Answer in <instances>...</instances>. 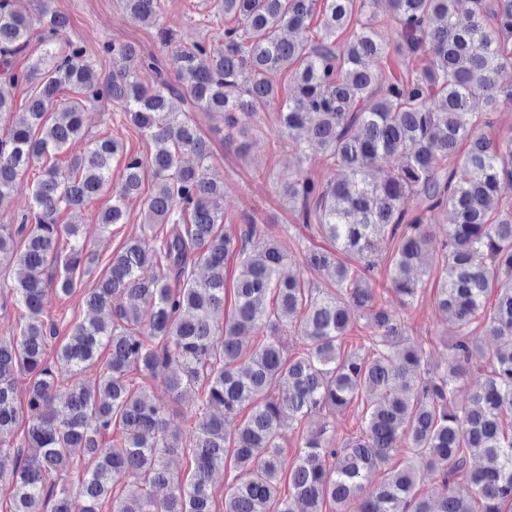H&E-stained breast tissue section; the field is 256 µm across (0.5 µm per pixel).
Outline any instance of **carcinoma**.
Returning <instances> with one entry per match:
<instances>
[{
    "label": "carcinoma",
    "instance_id": "cac0c4a2",
    "mask_svg": "<svg viewBox=\"0 0 512 512\" xmlns=\"http://www.w3.org/2000/svg\"><path fill=\"white\" fill-rule=\"evenodd\" d=\"M383 1L389 10L381 19ZM17 2L0 0V66L8 84L24 83L33 95L14 114L0 87V117L13 115L0 137V206L21 172L53 162L21 223L0 225V263L14 268L24 311L19 335L0 336V474L12 462L0 512H348L355 499L358 512L511 508L512 200L503 193L512 185V136L487 129L512 103V81L502 79L512 71V0H323L313 36L317 0H221L236 25L224 28L218 53L167 30L165 60L106 41L105 82L81 43L59 44L66 14L45 0L35 14ZM124 7L142 21L162 10L161 0H124ZM34 36L41 55L15 70L13 58ZM282 70L290 96L270 81ZM64 88L74 98L63 103ZM105 97L154 152H126L107 136L60 164L57 156L84 138L86 107ZM274 103L298 161L315 145L336 169L325 181L300 169L280 189L298 224L333 246L303 252L304 264L330 277L324 288L282 273L290 250L254 217L236 229L213 205L224 178L209 165L212 148L192 113L224 114L227 145L246 156L252 142L242 118ZM120 153L123 175L114 183L111 162ZM186 153L198 164L183 165ZM147 166L155 190L146 218L161 230L112 252L84 297L91 318L70 328L52 360L49 294H71L98 262L78 225L58 223L59 214L108 192L112 206L100 223H126ZM446 211L452 223L437 240L429 228ZM231 257L239 265L226 314ZM380 265L404 306L420 297L435 267L448 270L435 307L452 333L448 358L432 374L426 350L378 302ZM360 318L367 336L346 352L342 340ZM287 326L305 339L290 359L276 336ZM264 330L265 341L249 343ZM479 330L494 343L483 345ZM57 361L70 370L65 384ZM173 364L179 372L169 389L194 393L196 403L184 438L168 431L169 408L144 382ZM471 372L483 383L462 404ZM20 376L28 379L24 407L16 402ZM363 398L359 433L337 439L321 414ZM246 407L248 419L229 428ZM287 418L302 428L290 463L277 442ZM402 450L404 460L391 465ZM175 453L190 462L185 482L166 466ZM227 460L236 476L219 511L213 477ZM81 465L77 484L67 483ZM424 470L439 479L434 495L419 493ZM163 486L170 493L159 498L154 490Z\"/></svg>",
    "mask_w": 512,
    "mask_h": 512
}]
</instances>
